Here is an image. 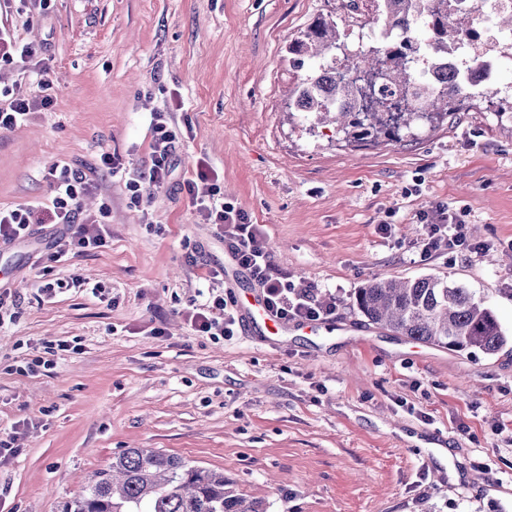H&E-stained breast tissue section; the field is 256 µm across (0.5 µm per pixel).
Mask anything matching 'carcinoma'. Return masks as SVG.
I'll return each mask as SVG.
<instances>
[{"label": "carcinoma", "instance_id": "carcinoma-1", "mask_svg": "<svg viewBox=\"0 0 512 512\" xmlns=\"http://www.w3.org/2000/svg\"><path fill=\"white\" fill-rule=\"evenodd\" d=\"M388 27L404 22L394 43L351 48L349 15ZM428 32L414 36L417 26ZM474 17L456 10L455 0H370L363 12L358 0H340L333 15L307 26L289 47L296 74L294 108L333 127L350 142L363 144L380 137L402 140L412 134L417 119H436L466 112L489 91L461 94L443 81L427 92L415 88V71L422 65L440 67L448 50L461 42L479 44ZM364 72L385 70L387 82L414 98L417 112L398 110L367 93L354 82L336 78V66ZM353 304L374 325L400 336L453 352L497 353L506 336L492 310L470 289L434 276L413 280L374 278L358 289ZM58 512H265L260 500L239 493L224 472L197 466L152 448H129L96 472L79 493L64 499Z\"/></svg>", "mask_w": 512, "mask_h": 512}]
</instances>
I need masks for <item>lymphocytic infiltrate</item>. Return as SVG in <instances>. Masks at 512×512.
<instances>
[{"mask_svg": "<svg viewBox=\"0 0 512 512\" xmlns=\"http://www.w3.org/2000/svg\"><path fill=\"white\" fill-rule=\"evenodd\" d=\"M53 105L50 95H28L20 89L0 91V131L11 130L31 119L33 114ZM179 142L175 126L164 115H156L151 124V165L142 179L131 180L128 187L132 202H139L142 183L159 185L171 173L172 157ZM51 201L46 213L50 223L58 226L51 260L72 254L81 256L105 247L103 224L83 216L82 197L88 190L85 175L78 170L63 168L50 180ZM186 193L205 223L215 226L222 239L231 242L239 263L248 270L252 280L263 289L267 302L284 319L316 321L336 312V296L318 293L316 289H296L288 273L273 262L267 242L258 225L250 217L227 202H217L219 193L213 174L206 163H198L195 176L185 184ZM425 232L418 243L421 256L453 255L463 252L480 253L483 243L472 242L461 214L437 205L421 218ZM39 218L34 206L23 205L0 209V243L20 242L34 233ZM194 331L213 337L234 336L239 323L227 292L210 293L204 304L192 306L183 313Z\"/></svg>", "mask_w": 512, "mask_h": 512, "instance_id": "obj_1", "label": "lymphocytic infiltrate"}]
</instances>
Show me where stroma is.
<instances>
[{"label": "stroma", "mask_w": 512, "mask_h": 512, "mask_svg": "<svg viewBox=\"0 0 512 512\" xmlns=\"http://www.w3.org/2000/svg\"><path fill=\"white\" fill-rule=\"evenodd\" d=\"M337 0H51L0 11L43 45L0 87L54 104L0 131V207L41 204L61 162L109 206L106 248L51 275L103 286L40 299L36 227L0 248V512H56L114 456L157 448L223 472L267 512H512V120L481 106L399 142L366 146L306 130L289 109L288 45ZM181 140L171 173L142 189L150 124ZM118 156L125 175L100 156ZM246 212L296 287L336 293L332 333L263 343L202 336L182 311L210 286L224 244L184 190L198 161ZM467 209L479 254L421 257L419 216ZM392 226L380 234L379 224ZM200 251L198 263L187 260ZM433 275L470 288L507 337L491 356L370 324L353 296L376 277Z\"/></svg>", "instance_id": "obj_1"}]
</instances>
